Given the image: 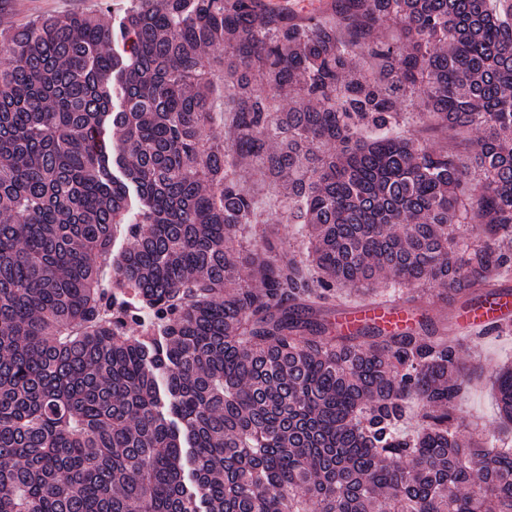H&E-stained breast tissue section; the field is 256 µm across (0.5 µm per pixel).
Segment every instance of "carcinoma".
I'll return each mask as SVG.
<instances>
[{
  "mask_svg": "<svg viewBox=\"0 0 512 512\" xmlns=\"http://www.w3.org/2000/svg\"><path fill=\"white\" fill-rule=\"evenodd\" d=\"M407 91L468 163L400 132ZM252 170L305 257L244 241ZM511 276L512 0L0 32V512H512L429 309L345 332L327 307L383 282L470 310Z\"/></svg>",
  "mask_w": 512,
  "mask_h": 512,
  "instance_id": "obj_1",
  "label": "carcinoma"
}]
</instances>
